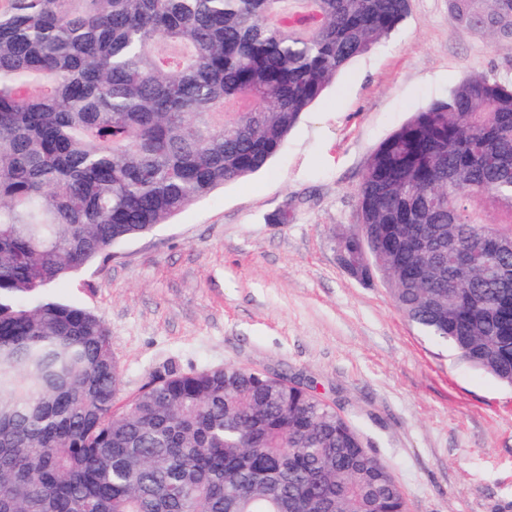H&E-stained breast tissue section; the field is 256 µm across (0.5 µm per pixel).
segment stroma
Masks as SVG:
<instances>
[{"label": "stroma", "instance_id": "stroma-1", "mask_svg": "<svg viewBox=\"0 0 512 512\" xmlns=\"http://www.w3.org/2000/svg\"><path fill=\"white\" fill-rule=\"evenodd\" d=\"M512 42L410 0L406 19L305 112L269 167L112 248L49 296L100 316L131 395L151 373L236 365L310 383L360 430L408 512H512V387L457 360L341 266L373 150ZM288 223H276L280 212Z\"/></svg>", "mask_w": 512, "mask_h": 512}]
</instances>
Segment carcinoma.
I'll list each match as a JSON object with an SVG mask.
<instances>
[{"instance_id":"obj_1","label":"carcinoma","mask_w":512,"mask_h":512,"mask_svg":"<svg viewBox=\"0 0 512 512\" xmlns=\"http://www.w3.org/2000/svg\"><path fill=\"white\" fill-rule=\"evenodd\" d=\"M9 0L0 9V512H407L355 425L224 366L120 400L95 314L43 297L278 153L409 0ZM512 40V0H449ZM351 262L422 335L512 386V82L474 73L371 154ZM487 225L502 250L466 269Z\"/></svg>"}]
</instances>
